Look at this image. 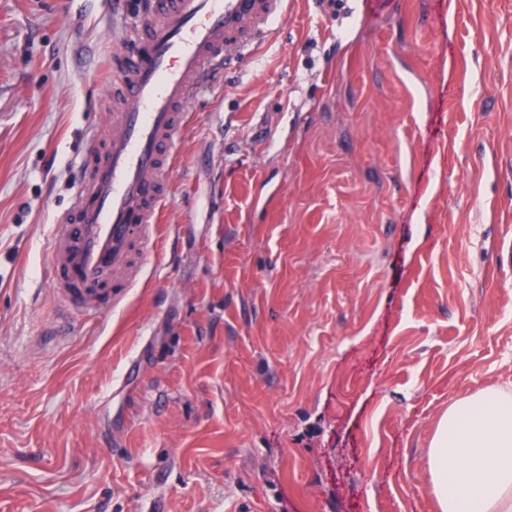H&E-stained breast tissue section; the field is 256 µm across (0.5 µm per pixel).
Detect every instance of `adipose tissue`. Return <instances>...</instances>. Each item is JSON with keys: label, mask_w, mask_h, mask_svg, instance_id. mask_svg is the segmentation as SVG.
<instances>
[{"label": "adipose tissue", "mask_w": 512, "mask_h": 512, "mask_svg": "<svg viewBox=\"0 0 512 512\" xmlns=\"http://www.w3.org/2000/svg\"><path fill=\"white\" fill-rule=\"evenodd\" d=\"M438 512H512V390L451 403L429 451Z\"/></svg>", "instance_id": "adipose-tissue-1"}]
</instances>
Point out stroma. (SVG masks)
<instances>
[{
  "label": "stroma",
  "mask_w": 512,
  "mask_h": 512,
  "mask_svg": "<svg viewBox=\"0 0 512 512\" xmlns=\"http://www.w3.org/2000/svg\"><path fill=\"white\" fill-rule=\"evenodd\" d=\"M140 2L0 0V512H437L441 415L512 388V0H291L95 321L47 240Z\"/></svg>",
  "instance_id": "stroma-1"
}]
</instances>
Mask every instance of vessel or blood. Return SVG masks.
Here are the masks:
<instances>
[{
  "label": "vessel or blood",
  "mask_w": 512,
  "mask_h": 512,
  "mask_svg": "<svg viewBox=\"0 0 512 512\" xmlns=\"http://www.w3.org/2000/svg\"><path fill=\"white\" fill-rule=\"evenodd\" d=\"M288 0H148L129 51L114 61L123 110L89 134L82 183L49 241L64 308L116 310L144 270L169 194L175 146L193 92L231 58L249 57Z\"/></svg>",
  "instance_id": "obj_1"
}]
</instances>
